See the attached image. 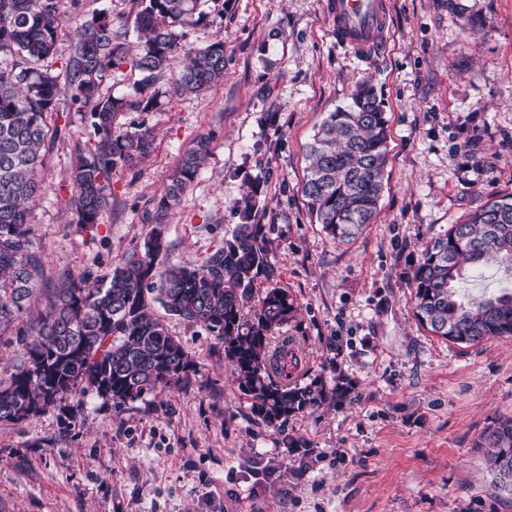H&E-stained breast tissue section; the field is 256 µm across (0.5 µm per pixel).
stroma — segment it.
<instances>
[{"label": "stroma", "mask_w": 512, "mask_h": 512, "mask_svg": "<svg viewBox=\"0 0 512 512\" xmlns=\"http://www.w3.org/2000/svg\"><path fill=\"white\" fill-rule=\"evenodd\" d=\"M328 0H206L184 47L224 44V80L167 97L174 56L148 112L125 127L156 134L151 154L112 177L101 222L76 224L67 201L75 143L94 130L60 96L32 210L48 266L27 311L36 319L68 276L122 265L152 229L180 154L201 135L212 154L165 230V265L200 262L257 187L274 281L297 306L300 383H343L344 397L266 424L237 386L224 343L154 306L193 359L178 387L113 405L92 392L19 422L0 421V504L11 512H512L476 442L512 416V336L453 344L415 316L410 277L430 239L512 195V0H385L387 25L361 53L337 44ZM371 80L389 120L379 210L341 243L312 222L307 146L357 81Z\"/></svg>", "instance_id": "stroma-1"}]
</instances>
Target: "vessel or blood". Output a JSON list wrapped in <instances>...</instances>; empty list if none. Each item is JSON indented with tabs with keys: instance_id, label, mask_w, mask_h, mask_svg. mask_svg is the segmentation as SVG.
I'll return each mask as SVG.
<instances>
[{
	"instance_id": "vessel-or-blood-1",
	"label": "vessel or blood",
	"mask_w": 512,
	"mask_h": 512,
	"mask_svg": "<svg viewBox=\"0 0 512 512\" xmlns=\"http://www.w3.org/2000/svg\"><path fill=\"white\" fill-rule=\"evenodd\" d=\"M328 13L337 42L355 50L368 48L386 22L383 0H330Z\"/></svg>"
}]
</instances>
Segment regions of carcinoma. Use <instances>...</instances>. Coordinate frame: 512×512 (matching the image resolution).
Returning a JSON list of instances; mask_svg holds the SVG:
<instances>
[{"mask_svg":"<svg viewBox=\"0 0 512 512\" xmlns=\"http://www.w3.org/2000/svg\"><path fill=\"white\" fill-rule=\"evenodd\" d=\"M132 2L139 33L134 51L110 13L85 15L83 0H0V55L13 57L11 67L0 68V327L23 321L26 301L45 277V257L33 247L28 217L41 197L39 170L50 151L47 119L61 86L97 136L92 146H75L69 199L77 223L94 227L109 203L112 175L139 164L155 140L144 123L116 127L118 114L148 112L155 96L104 97V80L126 66L139 76L135 86L143 93L181 48L184 30L205 18L201 0ZM68 15L80 23L69 55L56 69V44ZM224 65L221 41L185 51L172 93H205L223 79ZM210 154L207 137L183 152L164 195L154 202L155 227L123 266L94 288L79 276L58 289L34 326L35 338L22 341L19 362L0 381V420L35 417L77 391L121 404L160 386L184 384L193 361L151 314L155 303L224 342L238 388L270 425L343 395L340 384L328 392L317 380H293L303 354L295 338L280 335L297 311L287 291L269 288L253 306L252 318L244 319L254 282L275 277L265 227L254 223V192L237 200L242 222L205 260L162 267L169 216ZM308 158L304 193L311 217L333 239L353 240L377 213L388 162V119L371 84L358 83L350 101L321 121ZM490 265L512 273V196L425 244L413 273L419 321L456 344L512 336V286L498 295L464 299L458 293L462 280ZM476 447L485 449L496 482L512 488V417L489 424Z\"/></svg>","mask_w":512,"mask_h":512,"instance_id":"carcinoma-1","label":"carcinoma"}]
</instances>
